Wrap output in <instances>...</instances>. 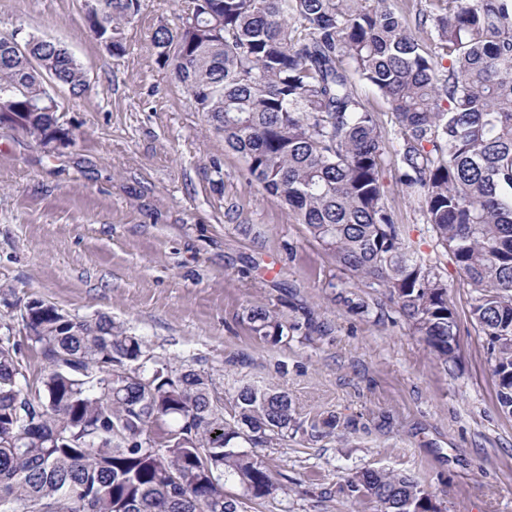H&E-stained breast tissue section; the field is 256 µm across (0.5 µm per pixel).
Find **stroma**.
Segmentation results:
<instances>
[{
  "label": "stroma",
  "instance_id": "1",
  "mask_svg": "<svg viewBox=\"0 0 512 512\" xmlns=\"http://www.w3.org/2000/svg\"><path fill=\"white\" fill-rule=\"evenodd\" d=\"M186 7L142 0L117 57L88 33L84 0H0V35L59 43L90 83L79 97L52 91L67 142L0 125V336L23 338L20 311L40 298L111 317L173 366L197 361L225 407L245 384L286 391L296 426L257 451L280 488L250 512H382L352 486L364 470L412 478L440 512H512V416L471 316L475 294L418 195L384 166L395 220L448 285L457 349L446 361L248 178L158 64L152 36ZM256 305L287 325L281 342L253 332Z\"/></svg>",
  "mask_w": 512,
  "mask_h": 512
}]
</instances>
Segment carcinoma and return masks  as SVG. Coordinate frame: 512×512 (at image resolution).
Returning <instances> with one entry per match:
<instances>
[{
	"label": "carcinoma",
	"mask_w": 512,
	"mask_h": 512,
	"mask_svg": "<svg viewBox=\"0 0 512 512\" xmlns=\"http://www.w3.org/2000/svg\"><path fill=\"white\" fill-rule=\"evenodd\" d=\"M431 2L411 25L388 0H191L194 22L159 27L152 44L250 177L351 276L385 289L446 361L447 284L384 202L379 175L393 162L475 292L471 314L511 415L512 0ZM140 8L85 0V20L119 56ZM429 26L430 45L412 32ZM51 83L74 96L89 88L59 44L0 36L1 123L42 145L65 139ZM359 83L388 104L396 140L383 137ZM20 316L25 340L0 336V512H247L279 489L248 449L295 426L287 392L244 385L227 417L210 372L172 367L108 316L64 323L57 306L30 300ZM249 320L260 337L284 335L263 306ZM26 345L49 368L38 385ZM356 481L383 512H439L407 476Z\"/></svg>",
	"instance_id": "obj_1"
}]
</instances>
